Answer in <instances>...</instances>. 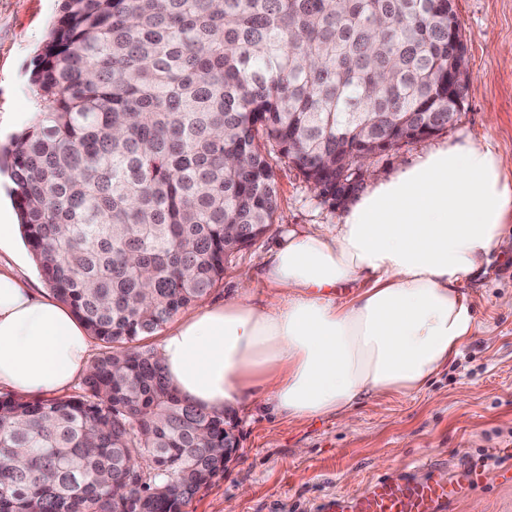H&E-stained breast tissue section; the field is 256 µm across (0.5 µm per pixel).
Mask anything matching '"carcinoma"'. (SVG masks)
<instances>
[{
    "mask_svg": "<svg viewBox=\"0 0 512 512\" xmlns=\"http://www.w3.org/2000/svg\"><path fill=\"white\" fill-rule=\"evenodd\" d=\"M448 0H61L35 124L0 147L46 285L106 344L68 399L0 394V512H182L224 414L151 336L273 223V161L336 206V146L378 112L448 119Z\"/></svg>",
    "mask_w": 512,
    "mask_h": 512,
    "instance_id": "carcinoma-1",
    "label": "carcinoma"
}]
</instances>
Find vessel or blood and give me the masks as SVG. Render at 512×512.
<instances>
[{"label": "vessel or blood", "mask_w": 512, "mask_h": 512, "mask_svg": "<svg viewBox=\"0 0 512 512\" xmlns=\"http://www.w3.org/2000/svg\"><path fill=\"white\" fill-rule=\"evenodd\" d=\"M478 471L455 481H421L407 475H385L361 492L336 493L322 505V512H446L449 500L462 485H477Z\"/></svg>", "instance_id": "vessel-or-blood-1"}]
</instances>
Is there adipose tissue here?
<instances>
[{
  "instance_id": "1",
  "label": "adipose tissue",
  "mask_w": 512,
  "mask_h": 512,
  "mask_svg": "<svg viewBox=\"0 0 512 512\" xmlns=\"http://www.w3.org/2000/svg\"><path fill=\"white\" fill-rule=\"evenodd\" d=\"M511 222L512 158L481 141L434 148L376 179L335 232L283 234L242 276L269 297L192 312L158 357L181 398L215 413L247 398L304 421L418 391L475 333L461 284ZM88 352L69 308L0 269V390L61 392L87 374Z\"/></svg>"
}]
</instances>
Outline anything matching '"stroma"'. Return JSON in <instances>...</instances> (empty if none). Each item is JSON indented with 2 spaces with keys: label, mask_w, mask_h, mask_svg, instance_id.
I'll return each instance as SVG.
<instances>
[{
  "label": "stroma",
  "mask_w": 512,
  "mask_h": 512,
  "mask_svg": "<svg viewBox=\"0 0 512 512\" xmlns=\"http://www.w3.org/2000/svg\"><path fill=\"white\" fill-rule=\"evenodd\" d=\"M60 0H0V143L31 126L37 105L29 91L34 57L59 13ZM470 68L456 123L403 145L371 164L364 186L392 176L432 148L480 138L512 157V0H454ZM279 207L265 234L231 254L224 279L205 304L233 298L243 271L257 267L278 236L291 229L332 230L343 208L324 203L287 160L275 165ZM478 329L448 366L412 395L362 398L351 418L291 422L242 401L233 406L238 448L223 473L203 486L183 512H321L337 492H357L383 475L427 468L417 478L481 470L480 486L451 512H512V236L479 273L463 283Z\"/></svg>",
  "instance_id": "1"
}]
</instances>
